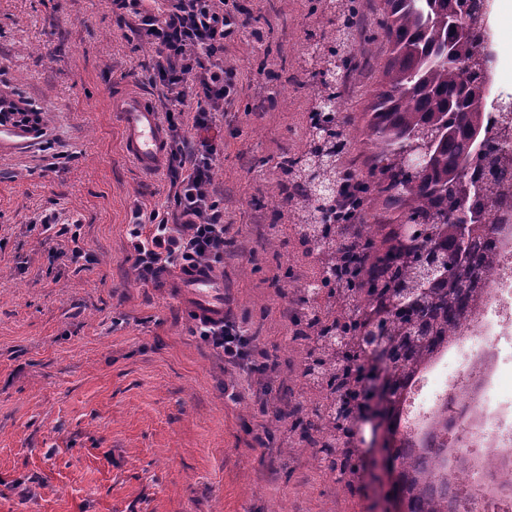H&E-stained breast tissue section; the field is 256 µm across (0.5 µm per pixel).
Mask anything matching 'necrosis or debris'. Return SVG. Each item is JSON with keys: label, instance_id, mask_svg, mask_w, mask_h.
<instances>
[{"label": "necrosis or debris", "instance_id": "obj_1", "mask_svg": "<svg viewBox=\"0 0 512 512\" xmlns=\"http://www.w3.org/2000/svg\"><path fill=\"white\" fill-rule=\"evenodd\" d=\"M494 0H469L465 16L480 36L486 57L483 86L492 99L502 96L499 73L504 52L490 16ZM496 194L489 206L496 221V264L479 283L483 303L461 326L467 345L452 344L431 361L411 387L404 406L408 429L429 426L440 408H447L448 445L466 466L454 475L456 512H468L473 500L482 512H512V494L490 497L477 482L491 469L502 484L512 483V396L502 382L512 371V165L485 173Z\"/></svg>", "mask_w": 512, "mask_h": 512}]
</instances>
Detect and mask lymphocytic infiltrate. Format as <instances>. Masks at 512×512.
<instances>
[{
  "label": "lymphocytic infiltrate",
  "instance_id": "1",
  "mask_svg": "<svg viewBox=\"0 0 512 512\" xmlns=\"http://www.w3.org/2000/svg\"><path fill=\"white\" fill-rule=\"evenodd\" d=\"M112 9L130 37L154 48L146 80L159 91L168 137L166 208L134 211L128 231L134 267L145 280L220 270L230 241L224 200L212 184L224 148L201 132L236 92L224 43L237 33V22L225 14L224 0H112ZM194 332L223 353L225 364L255 363L250 336L231 317L198 320ZM258 366L270 369L266 362Z\"/></svg>",
  "mask_w": 512,
  "mask_h": 512
}]
</instances>
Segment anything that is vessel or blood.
<instances>
[{"mask_svg": "<svg viewBox=\"0 0 512 512\" xmlns=\"http://www.w3.org/2000/svg\"><path fill=\"white\" fill-rule=\"evenodd\" d=\"M127 154L145 170H157L163 160L166 138L155 101L141 95L125 97L118 112ZM186 308L200 317L224 316V286L210 272L194 270L182 277Z\"/></svg>", "mask_w": 512, "mask_h": 512, "instance_id": "1", "label": "vessel or blood"}]
</instances>
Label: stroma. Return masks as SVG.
I'll return each instance as SVG.
<instances>
[{
  "mask_svg": "<svg viewBox=\"0 0 512 512\" xmlns=\"http://www.w3.org/2000/svg\"><path fill=\"white\" fill-rule=\"evenodd\" d=\"M341 86L343 160L366 170L365 112L388 57L382 0H356ZM240 30L224 44L238 93L218 117L213 187L224 194V309L275 362L273 375L225 368L191 333L180 279H138L128 226L166 200L163 171L127 155L117 112L154 53L126 40L112 0H0V95L27 101L38 127L0 125V512H391L388 449L361 447L347 491L311 450L288 445L305 350L290 289L313 266L290 231L266 244L275 164L299 150L312 87L305 49L329 28L318 0H224ZM58 159L43 169L45 148ZM58 211L70 236L33 220ZM84 256L71 261L73 247Z\"/></svg>",
  "mask_w": 512,
  "mask_h": 512,
  "instance_id": "obj_1",
  "label": "stroma"
}]
</instances>
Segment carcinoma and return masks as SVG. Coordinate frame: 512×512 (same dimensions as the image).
Returning <instances> with one entry per match:
<instances>
[{"label": "carcinoma", "instance_id": "1", "mask_svg": "<svg viewBox=\"0 0 512 512\" xmlns=\"http://www.w3.org/2000/svg\"><path fill=\"white\" fill-rule=\"evenodd\" d=\"M344 2L324 0L330 12V55L335 54L340 37L350 40L354 25L353 8ZM384 4L380 29L389 58L366 126L367 139L375 146L368 177L377 179V196L368 197L369 183L351 178V170L343 164L347 139L337 124L336 68L312 54L313 102L302 147L279 163L290 189L288 229L302 255L314 259L313 279L320 280L317 288L291 291L298 307L293 339L308 347L303 377L318 396L308 417L295 420L292 428L301 429L297 445L315 449L321 467L332 474L346 473L356 451L353 403L369 359L361 337L364 324L381 321L386 336L400 349L388 367L393 388L388 416L395 420L414 377L440 348L456 339L458 323L478 309L482 295L476 288L478 273L495 263L494 233L482 230L474 235L484 240L482 253L469 247L465 262L451 277L439 278L428 291L410 297L412 309H388L395 290L420 287L419 257H446L451 252L463 202L488 205L492 185L481 184L475 201L465 200V187L477 184L483 167L467 162L493 126L488 123L485 90L472 73L482 69L478 44L473 33L463 34L465 26L460 22L467 12L465 0H384ZM319 130L331 131L332 138H316ZM427 132L437 134L430 159L410 175L401 165L400 147ZM494 141L491 170L512 161V149L504 138ZM342 198L355 200L359 207L380 203L393 212L394 224L383 236V249L375 248L374 242L384 227L379 219L370 224L333 221ZM403 224L419 225L417 234L403 237L399 233ZM444 430L448 419L436 418L427 455L395 453L398 492L407 499L405 512H453L448 495L451 481L435 469L445 448Z\"/></svg>", "mask_w": 512, "mask_h": 512}]
</instances>
